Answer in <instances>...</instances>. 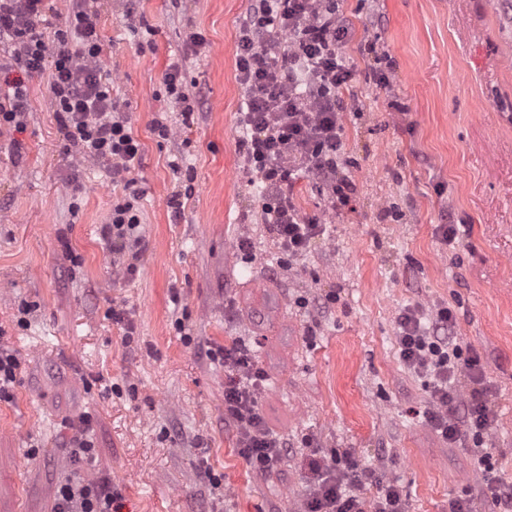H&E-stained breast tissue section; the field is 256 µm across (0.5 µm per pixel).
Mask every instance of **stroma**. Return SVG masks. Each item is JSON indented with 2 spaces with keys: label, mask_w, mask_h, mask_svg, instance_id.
<instances>
[{
  "label": "stroma",
  "mask_w": 512,
  "mask_h": 512,
  "mask_svg": "<svg viewBox=\"0 0 512 512\" xmlns=\"http://www.w3.org/2000/svg\"><path fill=\"white\" fill-rule=\"evenodd\" d=\"M338 3L354 71L341 165L355 194L293 261L261 220V184L239 151L246 0H140L133 14L127 0L98 4L101 65L143 148L134 176L146 250L133 278L102 237L122 187L66 150L45 77L28 79L24 131L0 132V344L21 359L15 399L0 402V512H54L71 477L117 488L120 512H302L313 445L330 460L351 451L397 483L407 512H448L460 496L495 512L465 449L425 421L429 392L399 358L397 321L414 305L452 309L456 343L480 356L494 388L488 444L512 486V0ZM136 27L149 29L147 46ZM193 32L205 41L197 52ZM180 59L201 91L188 127L163 81ZM378 64L392 68L388 86L372 80ZM157 119L171 139L154 134ZM447 220L453 248L437 232ZM24 301L33 309L21 328ZM112 307L128 311L133 336L107 318ZM235 340L266 374L259 407L286 445L268 471L238 455L224 419L214 353ZM84 415L90 466L66 449Z\"/></svg>",
  "instance_id": "35a3bbf8"
}]
</instances>
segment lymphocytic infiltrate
I'll return each mask as SVG.
<instances>
[{"label": "lymphocytic infiltrate", "mask_w": 512, "mask_h": 512, "mask_svg": "<svg viewBox=\"0 0 512 512\" xmlns=\"http://www.w3.org/2000/svg\"><path fill=\"white\" fill-rule=\"evenodd\" d=\"M350 37L336 0H248L235 53L245 108L240 147L263 185V221L282 254L304 256L325 232L320 215H301L292 200L298 174L315 177L327 192L328 210L348 205L353 184L340 175L343 91L352 69L342 49ZM103 43L96 0H73L65 27H56L51 0H0V70L16 79L0 86V129L22 130L27 110L26 78L46 76L47 91L66 141L123 184L128 197L112 206L103 234L113 255L134 276L144 252L133 174L142 145L130 126L111 77L100 59ZM454 316L436 309L424 323L418 308L398 319L399 357L425 378L432 408L427 421L440 437L467 448L481 473L482 495L499 512H512V487L495 475L493 451L486 448L496 418L491 389L480 360L464 355L449 332ZM224 362V417L236 432L238 453L255 468H273L284 444L266 426L258 405L265 380L253 354L236 342L220 351ZM467 373L474 388L461 399L456 382ZM345 465L330 466L317 454L306 459L312 492L308 512H403L402 494L380 484L375 470L360 466L352 453ZM376 487L366 498V487ZM120 494L111 486L72 478L57 485L54 512H112Z\"/></svg>", "instance_id": "lymphocytic-infiltrate-1"}]
</instances>
